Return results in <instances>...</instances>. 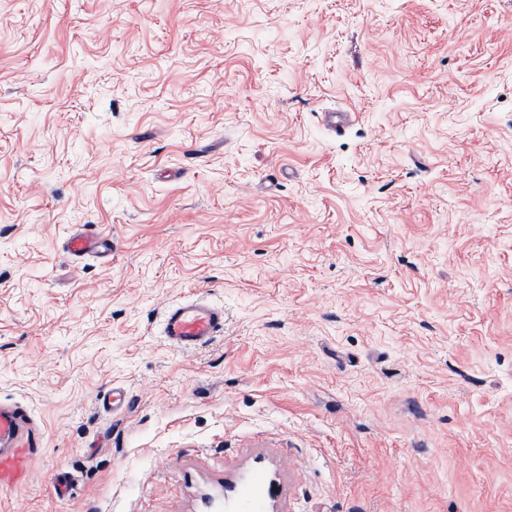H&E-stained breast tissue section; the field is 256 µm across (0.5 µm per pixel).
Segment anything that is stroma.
I'll return each mask as SVG.
<instances>
[{"instance_id":"obj_1","label":"stroma","mask_w":512,"mask_h":512,"mask_svg":"<svg viewBox=\"0 0 512 512\" xmlns=\"http://www.w3.org/2000/svg\"><path fill=\"white\" fill-rule=\"evenodd\" d=\"M0 402V512H512V0H0ZM66 253L74 260L88 257L102 258L112 254V238L104 232L75 231L65 239ZM159 326L169 347L194 350L223 333L224 308L203 296H190L166 309ZM30 415L17 407L0 403V488L27 482L37 448H44L42 436L26 430Z\"/></svg>"}]
</instances>
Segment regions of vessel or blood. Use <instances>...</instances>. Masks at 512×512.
<instances>
[{
    "instance_id": "1",
    "label": "vessel or blood",
    "mask_w": 512,
    "mask_h": 512,
    "mask_svg": "<svg viewBox=\"0 0 512 512\" xmlns=\"http://www.w3.org/2000/svg\"><path fill=\"white\" fill-rule=\"evenodd\" d=\"M66 253L75 260L102 258L112 252V239L106 233L75 231L65 239ZM224 331V309L201 296H192L170 306L160 320V335L177 350L204 346ZM28 416L17 407L0 403V488L27 482L38 448L44 441L27 430Z\"/></svg>"
}]
</instances>
